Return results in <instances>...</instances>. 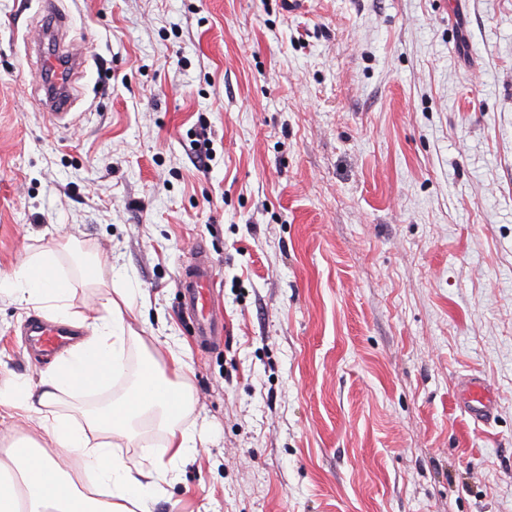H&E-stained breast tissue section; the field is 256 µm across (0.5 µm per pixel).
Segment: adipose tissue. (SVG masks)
Masks as SVG:
<instances>
[{"label": "adipose tissue", "instance_id": "1", "mask_svg": "<svg viewBox=\"0 0 512 512\" xmlns=\"http://www.w3.org/2000/svg\"><path fill=\"white\" fill-rule=\"evenodd\" d=\"M74 291L54 250L0 272V293L22 304L41 305L56 321L90 330L42 373L38 383L0 389V411L9 416L20 411L35 420L54 448L53 453L42 452L29 437L10 444L6 461H0V512H151L153 499L168 479L166 460L196 452L202 443L182 425L194 409L193 392L184 381L185 362L175 354L163 367L147 357L121 397L79 419L57 413L61 395L106 387L122 372L128 340L124 314L133 305L128 290L116 284L103 308L78 313L70 305ZM141 421L158 426L166 438L162 451L145 450L142 464L132 468L116 448ZM70 458L94 475L90 489H81L65 469Z\"/></svg>", "mask_w": 512, "mask_h": 512}]
</instances>
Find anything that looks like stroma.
<instances>
[{
    "instance_id": "35a3bbf8",
    "label": "stroma",
    "mask_w": 512,
    "mask_h": 512,
    "mask_svg": "<svg viewBox=\"0 0 512 512\" xmlns=\"http://www.w3.org/2000/svg\"><path fill=\"white\" fill-rule=\"evenodd\" d=\"M56 5L86 55L62 121L41 0H0V270L68 241V276L101 258L141 298L124 374L56 412L183 352L205 446L152 512H512V0ZM199 244L207 349L177 286ZM36 314L0 294V385L47 368ZM466 396L469 410L475 417L486 416L494 407L488 399L486 385L482 380L471 379L467 386Z\"/></svg>"
}]
</instances>
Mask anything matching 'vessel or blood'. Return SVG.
Listing matches in <instances>:
<instances>
[{"label":"vessel or blood","instance_id":"vessel-or-blood-1","mask_svg":"<svg viewBox=\"0 0 512 512\" xmlns=\"http://www.w3.org/2000/svg\"><path fill=\"white\" fill-rule=\"evenodd\" d=\"M37 52L42 55V72L50 76L51 86L45 104L55 116H62L71 97V77L84 64L82 53L57 45L46 49L43 43H36ZM182 292V306L196 321L197 333L204 345H214L224 327L214 315V276L212 261L205 247H198L195 258L179 280ZM30 345L50 354L60 351L68 339L67 331L54 329L39 319H32L26 326ZM467 403L472 415L486 416L493 409L486 385L482 380L471 379L467 386Z\"/></svg>","mask_w":512,"mask_h":512}]
</instances>
